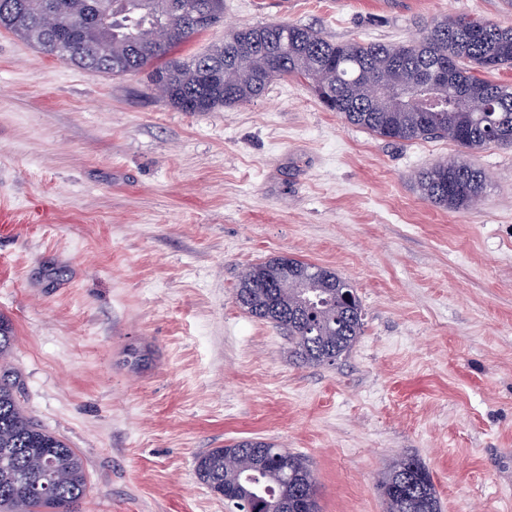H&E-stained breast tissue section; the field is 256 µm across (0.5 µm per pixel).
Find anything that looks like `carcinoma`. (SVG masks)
<instances>
[{
    "instance_id": "obj_1",
    "label": "carcinoma",
    "mask_w": 512,
    "mask_h": 512,
    "mask_svg": "<svg viewBox=\"0 0 512 512\" xmlns=\"http://www.w3.org/2000/svg\"><path fill=\"white\" fill-rule=\"evenodd\" d=\"M181 0H0V28L40 52L79 69L112 75L147 73L161 99L181 112H211L250 103L278 78L305 81L323 108L374 136L414 142L451 140L468 151L512 145V86L487 75L512 68V25L480 18L441 19L407 42H333L310 27L267 23L238 28L203 53L177 55L192 36L224 16V0H198L212 20L198 25ZM47 11L59 25L90 29L60 49L41 26ZM449 68L436 89L443 112H421L403 100L381 99L373 86L418 92L422 75ZM423 198L443 209L469 207L487 187L483 169L446 162L416 176ZM349 287L336 272L296 258L275 257L242 273L236 301L288 336L289 358L309 366L333 364L363 331L361 302L345 306ZM15 336L0 316V512H80L88 484L79 451L27 416L18 386L4 365ZM252 473L257 488H271L266 508L292 510L308 497L319 512L316 479L307 458L272 442L242 440L209 448L196 458L198 478L217 496ZM377 488L386 512H441L426 464L396 457Z\"/></svg>"
}]
</instances>
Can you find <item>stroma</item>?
I'll list each match as a JSON object with an SVG mask.
<instances>
[{
	"instance_id": "1",
	"label": "stroma",
	"mask_w": 512,
	"mask_h": 512,
	"mask_svg": "<svg viewBox=\"0 0 512 512\" xmlns=\"http://www.w3.org/2000/svg\"><path fill=\"white\" fill-rule=\"evenodd\" d=\"M474 14L512 25L506 0H224L179 53L271 22L400 42ZM450 159L487 174L468 208L416 189ZM278 255L356 289L363 332L334 364L289 362L236 304L239 275ZM0 315L22 406L84 459L81 512H225L195 457L252 438L309 460L320 512H385L401 454L442 512H512V146L383 139L291 79L181 112L146 74L0 30Z\"/></svg>"
}]
</instances>
